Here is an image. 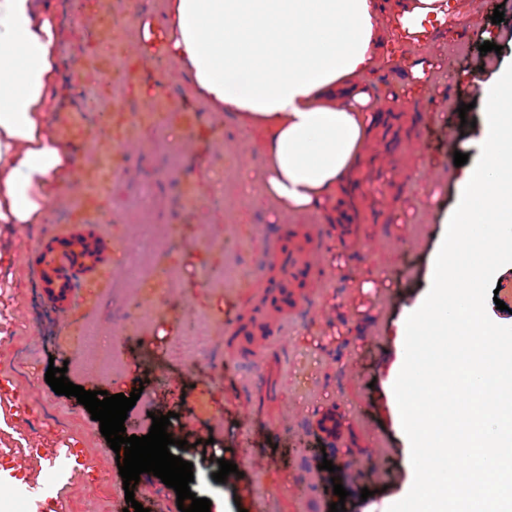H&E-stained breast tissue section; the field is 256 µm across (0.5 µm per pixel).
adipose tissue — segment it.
I'll use <instances>...</instances> for the list:
<instances>
[{"mask_svg":"<svg viewBox=\"0 0 512 512\" xmlns=\"http://www.w3.org/2000/svg\"><path fill=\"white\" fill-rule=\"evenodd\" d=\"M472 2L393 0L391 10L400 34L421 40ZM138 23L146 55L179 59L194 93L255 132L281 210L335 214L371 131L376 93L363 76L387 60L377 0H169L163 31L143 14ZM70 26L44 0H0V224L45 223L76 179L52 131Z\"/></svg>","mask_w":512,"mask_h":512,"instance_id":"obj_1","label":"adipose tissue"}]
</instances>
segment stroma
<instances>
[{
	"mask_svg": "<svg viewBox=\"0 0 512 512\" xmlns=\"http://www.w3.org/2000/svg\"><path fill=\"white\" fill-rule=\"evenodd\" d=\"M129 3L93 0L81 39H69L61 53V79L71 94L57 120L79 119L90 131L73 147L81 169L97 168L111 148L122 154L99 209L76 228L96 243L98 260L67 266L70 289L63 297L31 276L39 249L58 248L52 227L79 206L84 182L62 188L47 223L0 224V251L13 256L0 265V381L8 383L0 388V468L19 478L23 512H43L35 489L45 482L47 458L73 448L78 458L57 485L54 512L126 508L99 422L76 397L55 394L45 381L48 367L63 366L70 382L87 390L114 395L143 387L151 412L172 414L168 431L186 443L180 456L198 474L197 497L219 496L243 512H330L340 500L333 493L338 482L348 492L346 512H388L413 479L392 381L404 354L401 327L430 289L459 202L448 157L458 151L473 163L480 155L474 125L484 119V103L476 81L489 79L485 63L512 62V0H475L464 20L417 42L390 32V64L377 74L374 130L337 201L322 273L292 285L304 310L274 331L252 321L251 292L277 276L278 259L266 241L287 237L300 219L270 202L255 206L265 162L249 129L191 96L179 62L141 53ZM498 6L504 19L495 24ZM105 14L118 38L116 67L130 62L142 83L162 82L156 101L110 91L109 76L98 74ZM463 29L491 34L496 50L480 54L475 40L458 47ZM422 59L443 64V77L420 89L406 86V70ZM160 103L168 110L161 123L124 143L106 120L114 110L130 120ZM173 111L191 113L193 126L171 120ZM147 180L151 204L129 208ZM146 224L179 228L173 247L156 255L158 270L177 279L171 292H141L125 262L126 242ZM186 254L195 259L192 267L178 264ZM215 272L227 283L210 304L203 290ZM365 278L372 289L360 288ZM134 311L147 324L116 334V323ZM85 323L96 325L102 345L122 349V374L104 376L81 358ZM202 327L215 338L217 356L194 363L181 339ZM328 419L341 420L340 433L324 428ZM222 459L237 470L218 483L212 475ZM325 459L334 471L321 469ZM365 489L370 497H362Z\"/></svg>",
	"mask_w": 512,
	"mask_h": 512,
	"instance_id": "1",
	"label": "stroma"
}]
</instances>
